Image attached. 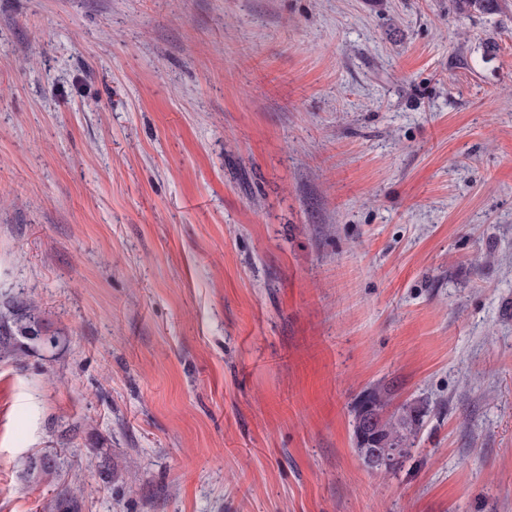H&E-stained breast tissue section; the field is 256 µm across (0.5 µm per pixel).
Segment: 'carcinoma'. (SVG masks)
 I'll return each instance as SVG.
<instances>
[{"mask_svg":"<svg viewBox=\"0 0 512 512\" xmlns=\"http://www.w3.org/2000/svg\"><path fill=\"white\" fill-rule=\"evenodd\" d=\"M498 5L499 0H448V14L464 17L493 11ZM47 331L48 322L33 301L23 302L7 314L0 313V354L16 357L26 347L47 341ZM389 404L390 399L381 390L371 388L358 397L353 412L356 419L364 412L373 419L363 441L357 443L360 451L377 448L381 444L397 449L394 462L388 467L392 471L411 454L422 422V412L405 404L390 412Z\"/></svg>","mask_w":512,"mask_h":512,"instance_id":"cac0c4a2","label":"carcinoma"}]
</instances>
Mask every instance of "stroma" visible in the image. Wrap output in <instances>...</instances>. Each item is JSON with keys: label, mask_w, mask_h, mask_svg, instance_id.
Instances as JSON below:
<instances>
[{"label": "stroma", "mask_w": 512, "mask_h": 512, "mask_svg": "<svg viewBox=\"0 0 512 512\" xmlns=\"http://www.w3.org/2000/svg\"><path fill=\"white\" fill-rule=\"evenodd\" d=\"M29 299L0 512H512V0H0ZM378 384L424 412L387 473ZM498 5V0H448V14L464 17L476 12L493 11ZM390 399L376 388L364 391L353 406L354 432L358 428V418L364 412L369 413L374 422L369 423L367 433L357 446L363 455L365 448H372L364 456L365 465L375 471L389 463V457L396 453L394 462L384 471L395 470L407 458L414 447L415 438L422 422V412L410 405H402L393 412L388 411ZM378 436V438L376 437ZM381 441H385L382 450H377ZM397 448V450H396Z\"/></svg>", "instance_id": "35a3bbf8"}]
</instances>
